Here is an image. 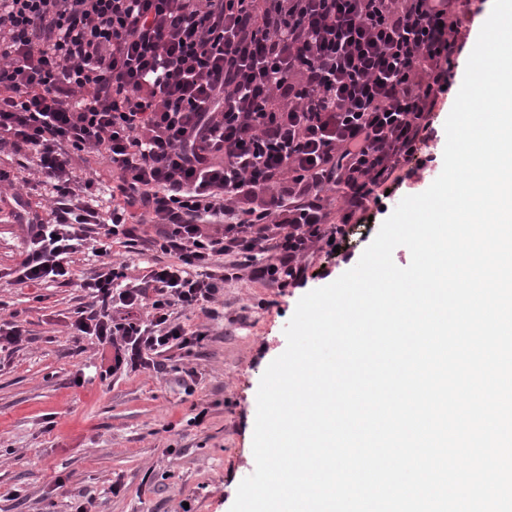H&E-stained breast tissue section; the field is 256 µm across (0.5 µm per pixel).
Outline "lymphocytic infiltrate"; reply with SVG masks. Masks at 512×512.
Segmentation results:
<instances>
[{
  "label": "lymphocytic infiltrate",
  "instance_id": "f902f5d3",
  "mask_svg": "<svg viewBox=\"0 0 512 512\" xmlns=\"http://www.w3.org/2000/svg\"><path fill=\"white\" fill-rule=\"evenodd\" d=\"M473 0H0V153L30 154L57 194L47 214L13 200L27 247L13 283L70 281L155 224L138 284L102 264L73 335L101 347V375L163 371L216 319L242 278L304 287L386 191L430 160L434 116L481 15ZM113 173L112 210L91 202L77 160ZM336 190L339 205L323 193Z\"/></svg>",
  "mask_w": 512,
  "mask_h": 512
}]
</instances>
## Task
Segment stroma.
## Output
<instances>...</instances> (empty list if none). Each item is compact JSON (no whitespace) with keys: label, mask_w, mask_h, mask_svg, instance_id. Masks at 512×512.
I'll return each mask as SVG.
<instances>
[{"label":"stroma","mask_w":512,"mask_h":512,"mask_svg":"<svg viewBox=\"0 0 512 512\" xmlns=\"http://www.w3.org/2000/svg\"><path fill=\"white\" fill-rule=\"evenodd\" d=\"M453 107L445 101L430 143L432 161L385 201L373 223L348 237V262L319 254L306 288L286 292L242 279L225 284L214 321L188 315L190 330L205 338L192 354L173 349L166 370L100 377L96 349L74 339L69 327L88 303L78 280L92 277L102 263L127 264L129 282L147 274L157 254L151 224L141 225L132 247L113 246L106 257L75 254L73 283L31 288L0 280V323L17 322L29 332L21 350L0 354V512H74L80 497L93 512H230L239 483L255 469L252 442L260 379L287 340L284 329L305 290L328 284L357 264L387 212L407 196L424 192L440 175L446 136L442 129ZM10 179L0 182V270L15 268L26 248L27 231L15 223L9 200L29 194L31 206L47 214L50 191L30 192L39 175L25 154L13 155ZM198 374L193 394L178 379ZM208 408L197 427L193 406ZM121 482L113 494V482Z\"/></svg>","instance_id":"1"}]
</instances>
